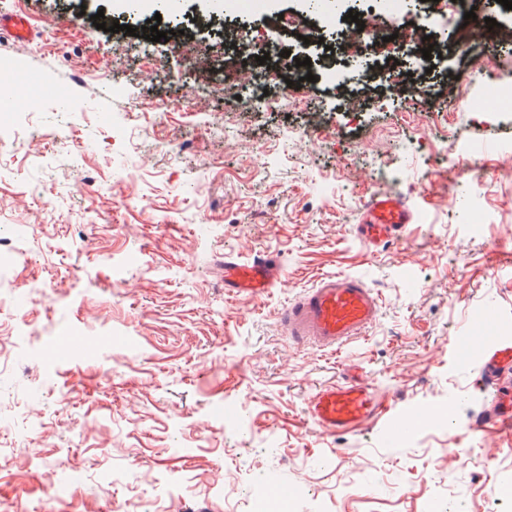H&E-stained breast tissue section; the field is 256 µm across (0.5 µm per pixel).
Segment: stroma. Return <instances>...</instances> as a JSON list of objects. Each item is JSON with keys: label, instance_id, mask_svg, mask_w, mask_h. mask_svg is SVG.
<instances>
[{"label": "stroma", "instance_id": "1", "mask_svg": "<svg viewBox=\"0 0 512 512\" xmlns=\"http://www.w3.org/2000/svg\"><path fill=\"white\" fill-rule=\"evenodd\" d=\"M352 10L401 20L387 0H179L174 14L144 0L133 19L127 0H0V18L32 24L28 41L0 35V69L66 93L0 127V512H240L266 474L306 487L295 512H426L434 499L512 512L490 497L512 478V440L475 429L483 375L454 347L491 303L512 335V118L468 105L480 61L512 81V40L472 39L429 72L404 43L387 47L410 64L407 86L346 56ZM99 12L107 27L185 23L195 51L97 29ZM282 14L323 47L286 37ZM232 42L276 44L317 79L264 77L225 59ZM385 190L415 222L369 248L356 226ZM267 253L287 280L228 298L225 256ZM338 271L379 292V319L337 353L295 346L280 311ZM70 338L78 349L61 353ZM347 373L401 417L448 406V422L396 443L376 428L322 435L307 399ZM452 448L472 464L449 461Z\"/></svg>", "mask_w": 512, "mask_h": 512}]
</instances>
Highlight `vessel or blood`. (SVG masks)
Wrapping results in <instances>:
<instances>
[{
	"label": "vessel or blood",
	"mask_w": 512,
	"mask_h": 512,
	"mask_svg": "<svg viewBox=\"0 0 512 512\" xmlns=\"http://www.w3.org/2000/svg\"><path fill=\"white\" fill-rule=\"evenodd\" d=\"M413 221L414 213L401 196L377 192L366 204L356 232L364 245L374 247L399 237ZM287 276L286 266L273 254L251 261L224 259V290L231 297L267 294ZM381 305L378 294L362 277L338 272L320 276L311 288L289 301L280 320L293 343L334 352L366 336L380 316ZM499 319L498 308L480 310L471 321V334L458 337L455 343L460 357L479 352L483 377L493 386L503 371L512 369V336L496 333ZM307 414L315 427L331 435L377 426L385 439L398 441L411 429L398 417L390 399L359 376L318 388L308 400ZM478 426L511 435L512 399L493 396Z\"/></svg>",
	"instance_id": "vessel-or-blood-1"
}]
</instances>
